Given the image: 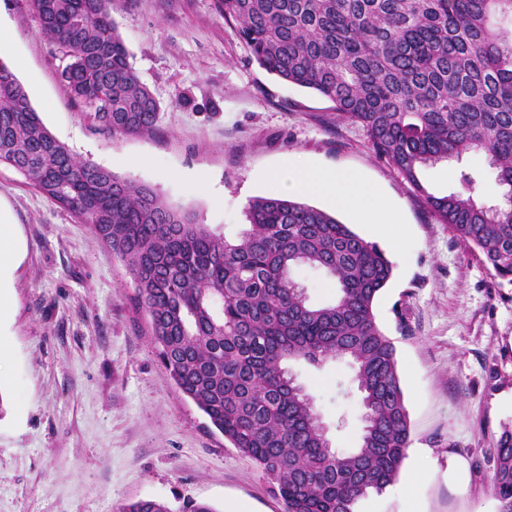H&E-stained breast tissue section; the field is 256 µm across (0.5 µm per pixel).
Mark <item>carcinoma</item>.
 I'll list each match as a JSON object with an SVG mask.
<instances>
[{"label": "carcinoma", "instance_id": "cac0c4a2", "mask_svg": "<svg viewBox=\"0 0 512 512\" xmlns=\"http://www.w3.org/2000/svg\"><path fill=\"white\" fill-rule=\"evenodd\" d=\"M42 33L68 59L61 78L109 135H150L159 103L140 81L113 0H31ZM251 58L312 90L418 191L417 171L470 151L512 199V0H217ZM0 164L90 224L131 274L164 367L183 395L266 476L285 512H355L400 472L410 420L396 350L373 307L393 274L374 242L323 210L252 200L235 240L151 188L77 160L44 126L0 60ZM426 203L454 237L512 283V205L476 201L475 179ZM324 272L336 297L309 303L295 271ZM344 358L366 415L357 448L337 453L312 397L282 362ZM491 490L512 512V425L495 443ZM123 512H172L141 499Z\"/></svg>", "mask_w": 512, "mask_h": 512}]
</instances>
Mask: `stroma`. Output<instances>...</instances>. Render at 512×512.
I'll list each match as a JSON object with an SVG mask.
<instances>
[{
	"label": "stroma",
	"mask_w": 512,
	"mask_h": 512,
	"mask_svg": "<svg viewBox=\"0 0 512 512\" xmlns=\"http://www.w3.org/2000/svg\"><path fill=\"white\" fill-rule=\"evenodd\" d=\"M112 17L140 80L160 104L148 136L112 137L81 112L60 76L66 60L28 0H0L15 32L11 64L47 129L81 161L156 190L199 223L237 237L271 172L294 162L356 172L397 221L386 235L322 198L311 205L377 243L393 277L374 306L396 348L411 424L398 480L405 494H369L358 512H497L489 480L495 441L512 421V284L437 223L425 196L481 176L480 153L420 168L416 192L370 149L363 129L337 122L330 101L284 83L254 61L215 0H117ZM18 259L0 308V512H122L154 499H192L215 512H284L261 470L224 439L163 367L121 259L79 222L0 164ZM311 395L333 448H356L362 421L354 372L341 359L287 362ZM469 484L448 483V459Z\"/></svg>",
	"instance_id": "obj_1"
}]
</instances>
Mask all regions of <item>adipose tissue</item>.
<instances>
[{
    "label": "adipose tissue",
    "mask_w": 512,
    "mask_h": 512,
    "mask_svg": "<svg viewBox=\"0 0 512 512\" xmlns=\"http://www.w3.org/2000/svg\"><path fill=\"white\" fill-rule=\"evenodd\" d=\"M287 192L318 195L354 213L365 224L383 229L395 220L378 191L358 175L329 168H293L283 183Z\"/></svg>",
    "instance_id": "ef3b65f1"
}]
</instances>
